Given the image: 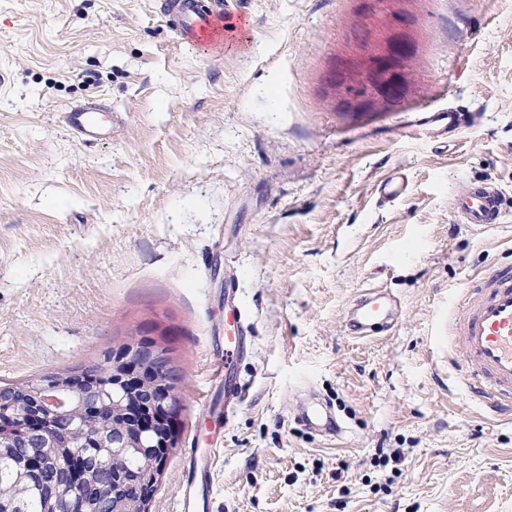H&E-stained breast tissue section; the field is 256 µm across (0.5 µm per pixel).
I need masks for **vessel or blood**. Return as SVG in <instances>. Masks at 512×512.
Instances as JSON below:
<instances>
[{"label":"vessel or blood","instance_id":"1","mask_svg":"<svg viewBox=\"0 0 512 512\" xmlns=\"http://www.w3.org/2000/svg\"><path fill=\"white\" fill-rule=\"evenodd\" d=\"M163 15L181 43L203 46L208 52L224 49L228 30L224 26L230 10L227 0H166ZM64 118L82 140L103 141L112 137V116L94 104L69 107ZM465 223L495 224L499 217L495 191L480 187L458 202ZM391 298L377 291L356 302L352 312L355 333L386 325L391 317ZM445 332L465 355L469 369L468 388L490 402L492 409H512V266L498 267L490 274L471 280L462 290L461 308L450 314ZM239 339L228 340L223 359L213 367V377L225 382L224 402L235 404L244 397L241 386L228 385L233 356ZM303 418L314 429L338 431L334 416L311 407ZM214 451L189 449L182 462V480L177 512H209L212 501Z\"/></svg>","mask_w":512,"mask_h":512}]
</instances>
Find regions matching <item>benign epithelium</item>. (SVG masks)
<instances>
[{
  "mask_svg": "<svg viewBox=\"0 0 512 512\" xmlns=\"http://www.w3.org/2000/svg\"><path fill=\"white\" fill-rule=\"evenodd\" d=\"M100 364L99 390L112 391V412H103L100 398L85 391L83 374H42L20 387L25 400L8 415L11 425L0 431V447L33 448L45 439L38 421L63 422L76 415L92 420L99 428V442L114 448H144L149 438L171 447L181 414L180 376L165 346L135 337L104 353ZM56 467L75 487L95 479L110 486L116 497L135 488L134 480L99 464L65 458L56 461Z\"/></svg>",
  "mask_w": 512,
  "mask_h": 512,
  "instance_id": "7a95c632",
  "label": "benign epithelium"
}]
</instances>
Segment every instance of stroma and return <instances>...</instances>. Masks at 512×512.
<instances>
[{"mask_svg":"<svg viewBox=\"0 0 512 512\" xmlns=\"http://www.w3.org/2000/svg\"><path fill=\"white\" fill-rule=\"evenodd\" d=\"M161 3L0 0V382L165 336L181 432L149 512H175L240 309L247 399L211 512H512V411L443 338L460 289L512 264V0H231L249 29L219 55L178 43ZM394 45L389 94L370 68ZM89 103L111 141L64 124ZM448 107L458 135L420 125ZM483 184L500 218L478 229L455 202ZM373 290L398 313L352 334ZM310 394L338 435L298 420Z\"/></svg>","mask_w":512,"mask_h":512,"instance_id":"stroma-1","label":"stroma"}]
</instances>
